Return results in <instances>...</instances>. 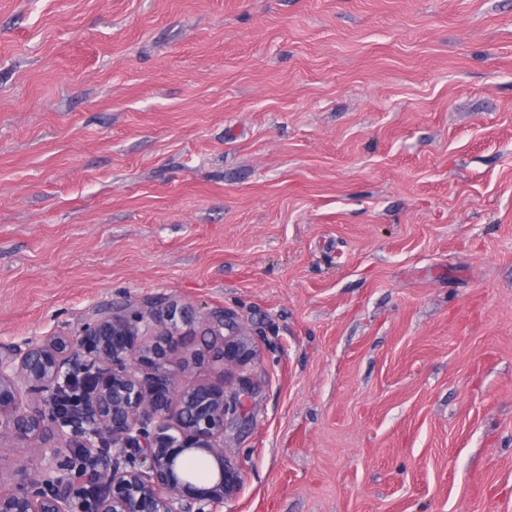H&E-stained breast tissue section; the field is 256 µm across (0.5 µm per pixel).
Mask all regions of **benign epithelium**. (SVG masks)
Wrapping results in <instances>:
<instances>
[{
    "label": "benign epithelium",
    "mask_w": 512,
    "mask_h": 512,
    "mask_svg": "<svg viewBox=\"0 0 512 512\" xmlns=\"http://www.w3.org/2000/svg\"><path fill=\"white\" fill-rule=\"evenodd\" d=\"M188 307L143 322L109 308L74 332L0 345V440L48 447L34 472L0 487V512H216L239 492L242 468L224 458V426L241 402L224 383L183 384L178 323ZM208 344L190 352L222 374L256 359L239 331L212 318ZM84 376L67 421L52 406L60 388Z\"/></svg>",
    "instance_id": "7a95c632"
}]
</instances>
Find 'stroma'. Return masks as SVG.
<instances>
[{"mask_svg": "<svg viewBox=\"0 0 512 512\" xmlns=\"http://www.w3.org/2000/svg\"><path fill=\"white\" fill-rule=\"evenodd\" d=\"M223 314L218 512H512V0H0V344Z\"/></svg>", "mask_w": 512, "mask_h": 512, "instance_id": "1", "label": "stroma"}]
</instances>
